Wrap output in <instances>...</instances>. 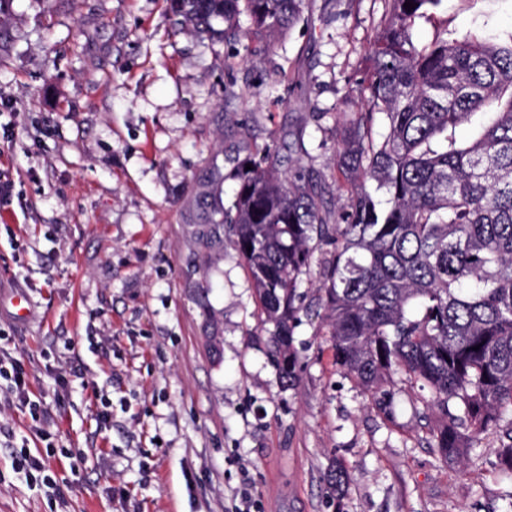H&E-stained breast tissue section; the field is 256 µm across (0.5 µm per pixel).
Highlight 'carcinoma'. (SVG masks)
<instances>
[{
    "label": "carcinoma",
    "mask_w": 512,
    "mask_h": 512,
    "mask_svg": "<svg viewBox=\"0 0 512 512\" xmlns=\"http://www.w3.org/2000/svg\"><path fill=\"white\" fill-rule=\"evenodd\" d=\"M405 2L381 0L372 22L368 65L351 80L356 110L336 144V189L297 161L281 169L268 145L238 164L233 200L213 204L212 223L230 225L282 389L300 378L293 335L309 276L338 368L373 396L387 395L395 371L421 383L443 415L433 437L447 460L465 448L461 426L479 435L508 421L496 454L512 476V32L460 35L445 20L419 45L416 20L448 0ZM170 5L182 29L213 41L238 37L243 12L245 37L271 40L300 20L304 0ZM478 113L488 122L459 143L456 128ZM326 480L338 494L348 485L340 467Z\"/></svg>",
    "instance_id": "1"
}]
</instances>
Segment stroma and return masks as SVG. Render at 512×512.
<instances>
[{
	"label": "stroma",
	"mask_w": 512,
	"mask_h": 512,
	"mask_svg": "<svg viewBox=\"0 0 512 512\" xmlns=\"http://www.w3.org/2000/svg\"><path fill=\"white\" fill-rule=\"evenodd\" d=\"M380 0H305L267 42L180 29L168 0H10L0 16V328L53 420L59 498L15 473L42 448L28 415L0 406V512H505L488 431L442 458L428 392L396 374L384 407L336 367L315 283L294 330L302 371L282 389L251 280L203 198L230 201L250 150L330 173L349 79ZM449 29L512 32V0H450ZM27 291L30 316L13 317ZM220 337L219 353L206 339ZM68 373L56 397L54 374ZM107 391L100 429L92 390ZM350 485L333 494L332 466Z\"/></svg>",
	"instance_id": "obj_1"
}]
</instances>
